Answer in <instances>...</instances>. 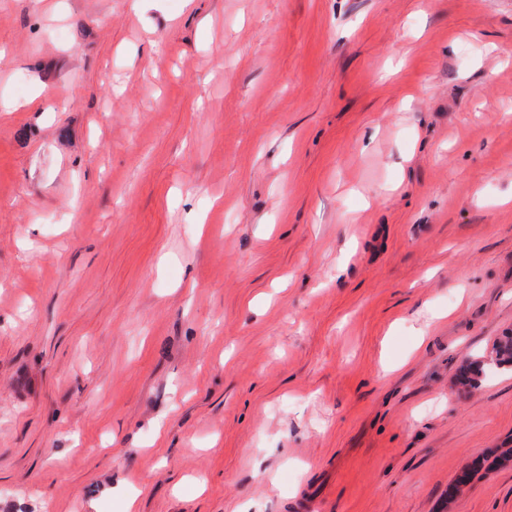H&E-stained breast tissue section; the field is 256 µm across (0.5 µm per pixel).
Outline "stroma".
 <instances>
[{
  "label": "stroma",
  "instance_id": "35a3bbf8",
  "mask_svg": "<svg viewBox=\"0 0 512 512\" xmlns=\"http://www.w3.org/2000/svg\"><path fill=\"white\" fill-rule=\"evenodd\" d=\"M0 98V512H512V0H0ZM490 366L496 369H512V336L498 339L487 356L483 354L475 359L465 360L460 367L458 380L463 385L477 387Z\"/></svg>",
  "mask_w": 512,
  "mask_h": 512
}]
</instances>
